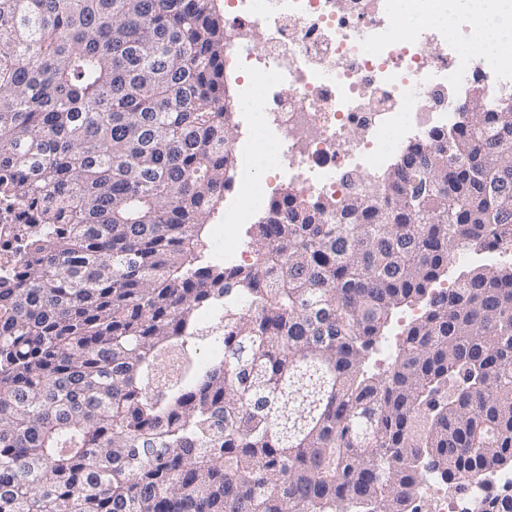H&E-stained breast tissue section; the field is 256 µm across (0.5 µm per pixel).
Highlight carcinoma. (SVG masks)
<instances>
[{"label": "carcinoma", "instance_id": "carcinoma-1", "mask_svg": "<svg viewBox=\"0 0 512 512\" xmlns=\"http://www.w3.org/2000/svg\"><path fill=\"white\" fill-rule=\"evenodd\" d=\"M224 54L214 0H0V512H422L420 471L512 463V264L432 288L512 247V108L475 87L446 139L341 202L286 190L259 262L210 264ZM421 310L417 308H403L397 311L395 316L392 319V325L390 331L386 333V336H383L379 339V342L375 345L372 352H370L369 356L365 360L364 368L371 374L380 375L382 373L380 363L378 362L379 358V347L384 344L387 338L396 337L397 341L400 340L404 329L407 328L409 322H411L416 315L420 314Z\"/></svg>", "mask_w": 512, "mask_h": 512}]
</instances>
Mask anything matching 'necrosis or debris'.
<instances>
[{"mask_svg":"<svg viewBox=\"0 0 512 512\" xmlns=\"http://www.w3.org/2000/svg\"><path fill=\"white\" fill-rule=\"evenodd\" d=\"M399 2L227 0L226 65L249 74L239 89L249 132L236 146L239 192L225 223H252L284 179L313 199H343L351 173L377 178L404 140L451 130L471 76L484 77L489 96L512 93V58H478L474 20L453 33L428 22L402 39ZM434 41L439 52H426ZM442 483L438 472L421 476V489L439 495L435 512H481L491 488L512 492V469L466 482L457 499L442 496Z\"/></svg>","mask_w":512,"mask_h":512,"instance_id":"obj_1","label":"necrosis or debris"}]
</instances>
